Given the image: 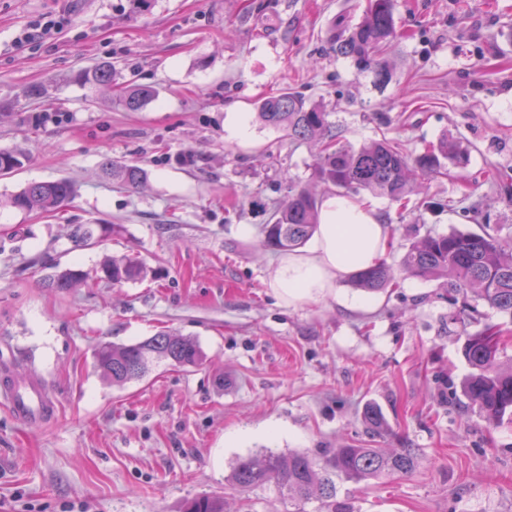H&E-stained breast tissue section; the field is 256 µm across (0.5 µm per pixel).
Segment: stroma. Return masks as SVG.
<instances>
[{
  "instance_id": "stroma-1",
  "label": "stroma",
  "mask_w": 512,
  "mask_h": 512,
  "mask_svg": "<svg viewBox=\"0 0 512 512\" xmlns=\"http://www.w3.org/2000/svg\"><path fill=\"white\" fill-rule=\"evenodd\" d=\"M367 0H0V148L26 157L0 196L70 179L57 213L0 209V376L46 381L55 415L22 424L0 404V512H184L223 496L226 512H284L273 491L229 481L238 458L267 450L368 444L367 407L388 448H414L406 478L339 484L355 512H512V423L489 424L466 396V335L508 316L449 292L445 279L399 274L367 293L282 304L268 285L257 199L274 207L289 178L307 179L314 143L263 125L255 105L293 89L323 102L344 136H385L409 155L455 138L470 151L465 182L425 180L422 207L376 204L391 230L386 263L415 240L456 229L512 244V0H397L394 76L377 89L327 41L359 22ZM51 39L18 42L41 18ZM100 61L153 87L137 112L74 75ZM38 84L39 98L25 94ZM248 134L239 137L237 115ZM144 168L142 188L102 179L105 159ZM118 231L82 248L85 224ZM134 255L148 274L115 287L108 258ZM89 272L60 291L54 267ZM368 305L352 307L355 298ZM171 330L194 339V368L153 367L110 384L99 342L131 344Z\"/></svg>"
}]
</instances>
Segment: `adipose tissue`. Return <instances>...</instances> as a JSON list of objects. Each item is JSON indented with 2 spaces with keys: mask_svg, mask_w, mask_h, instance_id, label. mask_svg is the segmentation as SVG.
Segmentation results:
<instances>
[{
  "mask_svg": "<svg viewBox=\"0 0 512 512\" xmlns=\"http://www.w3.org/2000/svg\"><path fill=\"white\" fill-rule=\"evenodd\" d=\"M390 227L368 200L332 193L319 209L311 247L282 255L269 286L285 304L295 306L335 295L349 274L374 265L387 252Z\"/></svg>",
  "mask_w": 512,
  "mask_h": 512,
  "instance_id": "adipose-tissue-1",
  "label": "adipose tissue"
}]
</instances>
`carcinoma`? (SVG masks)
I'll return each mask as SVG.
<instances>
[{
	"label": "carcinoma",
	"instance_id": "cac0c4a2",
	"mask_svg": "<svg viewBox=\"0 0 512 512\" xmlns=\"http://www.w3.org/2000/svg\"><path fill=\"white\" fill-rule=\"evenodd\" d=\"M395 0H369L360 22L331 30L329 42L336 55L349 59L356 70L369 74L376 87L388 85L393 71L387 53L399 37L394 23ZM84 85L112 87L113 67L101 63L77 75ZM149 86L127 84L115 95L116 103L128 111H139L154 97ZM261 122L284 132L288 138L310 140L320 145L307 182L288 178V201L275 208L262 225L265 245L288 251L304 245L318 226V201L309 189L322 183L346 194L367 192L397 203L408 210L411 196L419 193L416 177H448L465 181L463 171L469 156L461 142L444 139L435 148L410 157L399 143L385 136L359 145L344 138L342 127L331 120L322 103L307 99L295 90L282 91L261 99L256 106ZM22 154L0 150V174L11 175L23 168ZM101 170L113 183L134 188L146 178L136 164L106 160ZM73 194L66 179L30 182L19 191L0 198V207L20 212H52L65 205ZM111 225L89 224L83 228L78 244L99 242ZM401 271L422 278H445L448 288L460 294L471 293L491 308L512 319V253L495 234L487 231L427 234L411 244L401 260ZM146 267L134 258L109 259L96 271L100 280L112 285L137 282L146 277ZM87 278L79 269H58L44 280L48 288L66 290ZM395 281L392 266L380 262L354 275V284L367 291H379ZM504 330L490 325L465 337L462 354L474 372L463 384V393L479 405L486 419L499 423L512 420V366L503 368L499 354L504 345ZM94 358L102 375L114 384L142 378L160 362L175 367H195L203 359L199 345L179 334L162 331L143 341L117 345L100 342ZM364 420L372 436L381 438L385 421L369 407ZM418 456L413 448H360L343 444L337 448H318L313 452L278 453L267 451L238 461L233 483L241 491L272 487L289 501L293 512H305L315 500L318 512H353L347 498L338 495L337 483H360L385 477H405L415 472ZM186 512H224V499L202 495L191 500Z\"/></svg>",
	"mask_w": 512,
	"mask_h": 512
}]
</instances>
